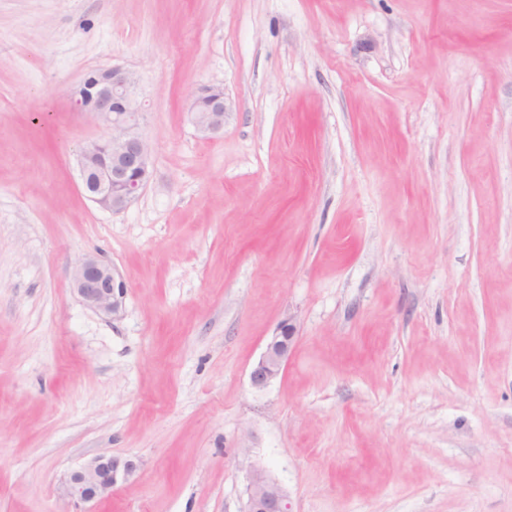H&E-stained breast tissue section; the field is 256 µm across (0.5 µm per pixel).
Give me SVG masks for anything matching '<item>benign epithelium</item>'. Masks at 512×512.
Instances as JSON below:
<instances>
[{
	"label": "benign epithelium",
	"instance_id": "obj_1",
	"mask_svg": "<svg viewBox=\"0 0 512 512\" xmlns=\"http://www.w3.org/2000/svg\"><path fill=\"white\" fill-rule=\"evenodd\" d=\"M77 104L94 114L112 130L109 137L85 147L81 156V187L98 207L111 212L127 208L151 177L152 150L142 133V112L133 73L115 67L89 74L76 92ZM224 91L203 87L189 108L190 120L204 135L224 129ZM73 288L89 309L107 316L120 313L127 284L116 269L95 256L84 257L73 272ZM295 325L282 321L267 340L250 372L251 386L268 387L284 370L294 346ZM142 461L134 456L102 454L73 470L66 480L67 494L78 502H101L112 490L134 477ZM244 512H290L288 494L265 471L246 475Z\"/></svg>",
	"mask_w": 512,
	"mask_h": 512
}]
</instances>
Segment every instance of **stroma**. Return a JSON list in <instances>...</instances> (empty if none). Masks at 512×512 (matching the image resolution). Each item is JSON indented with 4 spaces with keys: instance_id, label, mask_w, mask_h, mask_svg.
<instances>
[{
    "instance_id": "obj_1",
    "label": "stroma",
    "mask_w": 512,
    "mask_h": 512,
    "mask_svg": "<svg viewBox=\"0 0 512 512\" xmlns=\"http://www.w3.org/2000/svg\"><path fill=\"white\" fill-rule=\"evenodd\" d=\"M116 66L153 166L111 212L74 93ZM101 454L144 466L74 502ZM254 468L292 512H512V0H0V512H243ZM225 111L223 89L203 87L195 94L190 105V120L200 133L217 134L224 129ZM73 288L89 309L112 317L120 313L127 292V284L116 269L92 255L75 267ZM295 330L293 320L285 319L267 340L259 361L249 375L253 388L265 389L281 375L294 346Z\"/></svg>"
}]
</instances>
